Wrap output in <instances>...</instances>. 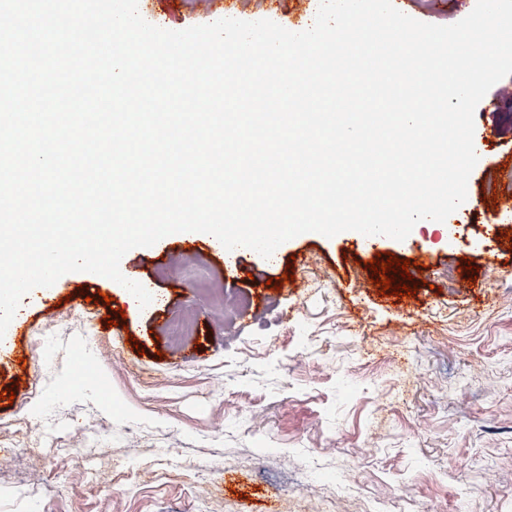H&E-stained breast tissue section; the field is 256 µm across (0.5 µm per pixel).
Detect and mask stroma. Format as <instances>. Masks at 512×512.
I'll return each instance as SVG.
<instances>
[{"label":"stroma","mask_w":512,"mask_h":512,"mask_svg":"<svg viewBox=\"0 0 512 512\" xmlns=\"http://www.w3.org/2000/svg\"><path fill=\"white\" fill-rule=\"evenodd\" d=\"M223 2L138 10L173 31L235 18L300 32L320 4ZM475 2L402 11L450 25ZM511 102L512 75L476 108L468 195L512 194ZM448 222L447 236L418 224L368 248L303 233L267 259L171 234L124 257L154 305L77 272L52 304L22 299L29 329L0 360V512H512V204ZM387 253L426 265L414 296L372 283L367 263ZM286 273L297 289H277ZM208 274L234 307L199 294ZM182 314L195 329L176 343Z\"/></svg>","instance_id":"stroma-1"}]
</instances>
